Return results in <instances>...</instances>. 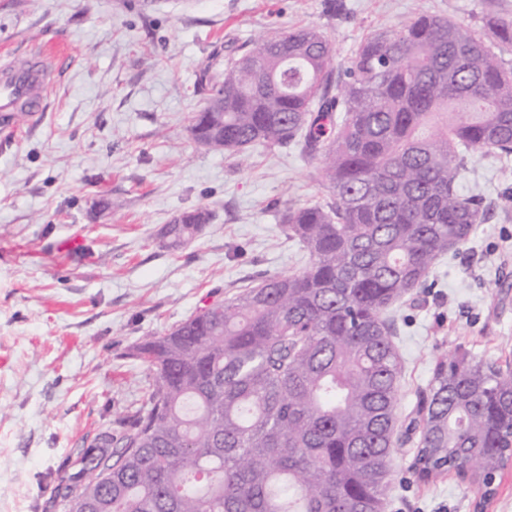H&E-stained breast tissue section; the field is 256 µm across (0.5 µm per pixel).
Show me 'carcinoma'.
<instances>
[{"label": "carcinoma", "instance_id": "obj_1", "mask_svg": "<svg viewBox=\"0 0 512 512\" xmlns=\"http://www.w3.org/2000/svg\"><path fill=\"white\" fill-rule=\"evenodd\" d=\"M512 15L481 24L418 6L367 36L343 70L313 26L263 35L210 75L190 130L209 148L321 150L323 203L288 208L311 256L132 355L153 383L51 492L69 512H383L396 447L416 435L415 478L454 473L487 500L512 462V363L434 355L400 430L401 363L389 311L488 219L461 191L475 151L512 158ZM175 248L190 225L165 231Z\"/></svg>", "mask_w": 512, "mask_h": 512}]
</instances>
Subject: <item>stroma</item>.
I'll return each instance as SVG.
<instances>
[{"instance_id":"obj_1","label":"stroma","mask_w":512,"mask_h":512,"mask_svg":"<svg viewBox=\"0 0 512 512\" xmlns=\"http://www.w3.org/2000/svg\"><path fill=\"white\" fill-rule=\"evenodd\" d=\"M480 25L512 0H426ZM413 0H0V55L63 52L41 122L0 128V512L47 507L58 468L139 407L153 378L130 351L309 255L283 230L286 208L326 195L322 154L199 146L189 116L203 68L262 34L314 26L346 65L369 34L398 27ZM465 194L490 209L473 239L435 264L418 304L394 307L406 419L438 351L512 359V164L474 153ZM207 208L195 239L168 248L180 214ZM392 460L385 512H512V466L488 500L449 474L406 478Z\"/></svg>"}]
</instances>
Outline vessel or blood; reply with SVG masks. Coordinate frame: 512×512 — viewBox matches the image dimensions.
I'll list each match as a JSON object with an SVG mask.
<instances>
[{
	"label": "vessel or blood",
	"mask_w": 512,
	"mask_h": 512,
	"mask_svg": "<svg viewBox=\"0 0 512 512\" xmlns=\"http://www.w3.org/2000/svg\"><path fill=\"white\" fill-rule=\"evenodd\" d=\"M55 61L45 49L33 48L24 62L0 65V124H10L22 111L35 114L44 110Z\"/></svg>",
	"instance_id": "b4317fda"
}]
</instances>
